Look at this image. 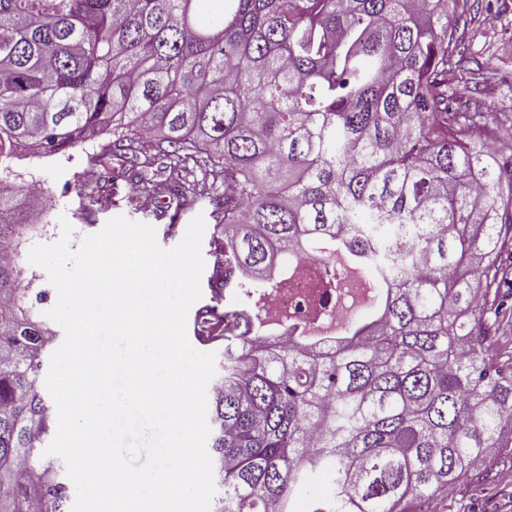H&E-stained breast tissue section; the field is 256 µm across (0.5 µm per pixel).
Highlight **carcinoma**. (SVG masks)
<instances>
[{
    "instance_id": "obj_1",
    "label": "carcinoma",
    "mask_w": 512,
    "mask_h": 512,
    "mask_svg": "<svg viewBox=\"0 0 512 512\" xmlns=\"http://www.w3.org/2000/svg\"><path fill=\"white\" fill-rule=\"evenodd\" d=\"M470 0H0V170L102 135L98 156L176 208L198 181L224 225V377L210 409L215 512H408L512 447V363L495 353L512 163L467 144L448 92ZM164 159L162 179L145 174ZM0 180V251L28 226ZM381 269L371 320L318 350L239 313L276 259ZM0 260V512H68L39 455L55 337ZM330 489V477L321 473L314 476L298 492L296 508L300 512L305 509L309 498L326 494Z\"/></svg>"
}]
</instances>
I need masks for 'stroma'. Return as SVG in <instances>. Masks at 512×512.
Listing matches in <instances>:
<instances>
[{"label": "stroma", "instance_id": "35a3bbf8", "mask_svg": "<svg viewBox=\"0 0 512 512\" xmlns=\"http://www.w3.org/2000/svg\"><path fill=\"white\" fill-rule=\"evenodd\" d=\"M472 9L457 20V35L480 65L468 74L467 85L449 83L463 108L479 112L483 123L469 138L471 147H483L493 133L512 132V0H470ZM108 136L85 142L68 152L49 157H23L14 161L8 176L10 183L23 185L40 183L39 194L24 199V207L45 213L40 229L23 233L19 243L20 263L25 279L34 287L48 289L44 303L38 304V313H45L57 302L56 293L50 292L48 275L41 267L28 260L30 249L37 244H52L59 240L61 220L73 227L72 244H79L84 236L98 233L106 222L122 215L132 221L154 227L158 244L165 249L174 247L196 216L205 219L202 254L205 268L201 277L202 296L197 306L188 313V329H195L196 316L201 307L223 308L224 288L215 276L224 243V227L211 215L207 196H199L194 204L184 206L177 221H170L161 205L147 202L132 191L122 179L104 186L103 168L96 160ZM110 193L108 205H94V198ZM439 512H512V455L502 454L487 471L485 480L465 481L437 494Z\"/></svg>", "mask_w": 512, "mask_h": 512}]
</instances>
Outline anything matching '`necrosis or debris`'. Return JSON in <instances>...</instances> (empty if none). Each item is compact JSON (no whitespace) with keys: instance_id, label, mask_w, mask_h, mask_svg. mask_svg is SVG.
<instances>
[{"instance_id":"obj_1","label":"necrosis or debris","mask_w":512,"mask_h":512,"mask_svg":"<svg viewBox=\"0 0 512 512\" xmlns=\"http://www.w3.org/2000/svg\"><path fill=\"white\" fill-rule=\"evenodd\" d=\"M371 296L367 281L312 258L262 289L260 307L269 318L267 330L276 340L305 336L327 344L336 333L338 317L360 311Z\"/></svg>"}]
</instances>
